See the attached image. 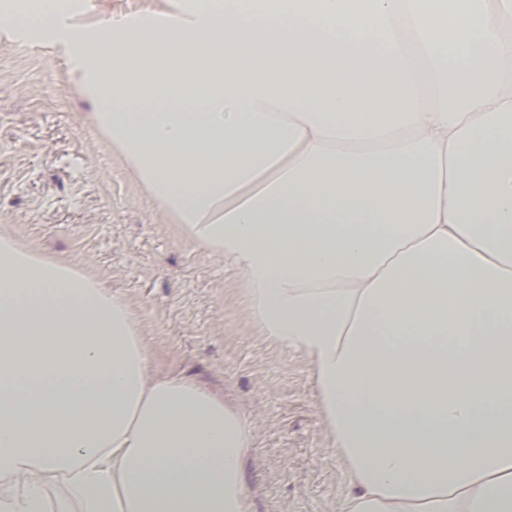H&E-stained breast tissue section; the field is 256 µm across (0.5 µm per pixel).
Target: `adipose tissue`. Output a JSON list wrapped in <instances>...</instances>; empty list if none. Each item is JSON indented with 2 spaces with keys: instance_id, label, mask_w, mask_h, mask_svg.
<instances>
[{
  "instance_id": "obj_1",
  "label": "adipose tissue",
  "mask_w": 512,
  "mask_h": 512,
  "mask_svg": "<svg viewBox=\"0 0 512 512\" xmlns=\"http://www.w3.org/2000/svg\"><path fill=\"white\" fill-rule=\"evenodd\" d=\"M0 9L113 157L308 361L336 512H512V0ZM129 303L0 228V512H253L254 424Z\"/></svg>"
}]
</instances>
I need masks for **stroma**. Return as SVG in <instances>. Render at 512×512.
<instances>
[{"label": "stroma", "instance_id": "obj_1", "mask_svg": "<svg viewBox=\"0 0 512 512\" xmlns=\"http://www.w3.org/2000/svg\"><path fill=\"white\" fill-rule=\"evenodd\" d=\"M64 60L0 44V225L98 273L136 309L154 368L231 393L256 425L254 512H335L347 491L311 368L253 331L223 261L182 240L86 122Z\"/></svg>", "mask_w": 512, "mask_h": 512}]
</instances>
